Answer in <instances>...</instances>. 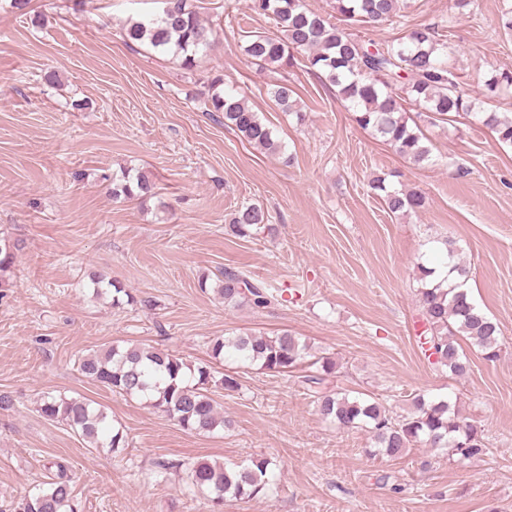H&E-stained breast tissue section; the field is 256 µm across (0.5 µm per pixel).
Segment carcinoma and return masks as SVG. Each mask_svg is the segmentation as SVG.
Returning a JSON list of instances; mask_svg holds the SVG:
<instances>
[{"instance_id":"1","label":"carcinoma","mask_w":512,"mask_h":512,"mask_svg":"<svg viewBox=\"0 0 512 512\" xmlns=\"http://www.w3.org/2000/svg\"><path fill=\"white\" fill-rule=\"evenodd\" d=\"M251 10L275 22L277 32H252L244 52L261 68L287 71L295 54L307 53L309 68L337 88L347 103L354 121L371 129L400 155L421 165L432 162L431 149L418 127L410 124L404 102L440 119L463 113L494 132L497 140L512 145V116L497 112H477L475 102L464 98L456 74L448 66V38L429 25L410 29L400 42L376 44L361 40L331 18L309 10L304 0H250ZM334 13L344 20L371 26L389 22L406 8L405 0H331ZM217 32L199 17L188 0H167L162 13L130 18L123 28L128 45L168 54L181 61L185 69L196 66L201 56L215 43ZM512 88V70H503L485 81L483 96L495 97ZM293 90L288 77L275 84L270 94L286 112L294 111L290 102ZM205 105L219 112L224 126L248 143L270 155H280L284 146L273 136L264 118L236 93L224 88V79L208 82ZM112 184L115 198L147 200L156 196L155 183L133 167L121 176L102 175ZM370 188L391 214L409 215L425 208V197L412 189H396L377 177ZM268 221L264 208L251 204L241 207L226 225L227 234L247 237ZM13 245L0 238V275L13 264ZM421 288L418 289L423 332L421 348L432 358V365L462 379L470 371L464 346L478 349L485 359L497 357L500 327L478 306L468 292L446 280L433 279V271L418 264ZM94 292L112 295V305L139 304L151 309L156 301L135 299L123 286L101 275L90 278ZM217 289L230 307H269L276 297L264 284L239 271L226 269L217 278ZM261 368L286 373L302 364L309 347L292 333L283 330L273 336L242 333L212 341L210 358L224 361L227 353ZM334 364L322 362L321 369L304 376L309 397L318 413L342 429L366 428L372 434L378 453L401 458L409 448L425 444L449 448L451 453L469 459L483 454L486 445L474 425L459 414L450 400L412 397V410L393 416L381 402L365 393L350 395L328 386L327 377ZM78 370L91 381L131 399H144L183 429L212 433L229 423L220 416L211 397L212 389L236 388L234 377L209 363L192 365L163 349L139 346H111L78 359ZM41 416L65 423L92 448H122L125 437L114 427L107 413L87 399L43 396L38 405ZM190 485L210 496L218 507L228 499H243L269 490L273 473L267 459L247 464L197 461L188 465ZM12 512H76L74 496L64 466H57L54 478L32 495L23 498Z\"/></svg>"}]
</instances>
